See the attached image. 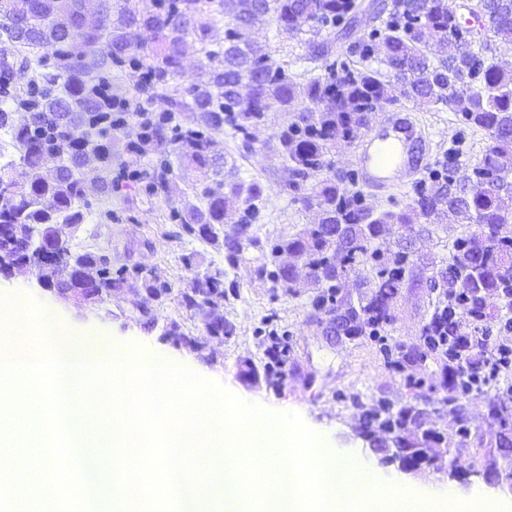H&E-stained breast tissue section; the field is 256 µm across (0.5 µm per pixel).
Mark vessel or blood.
Listing matches in <instances>:
<instances>
[{
  "mask_svg": "<svg viewBox=\"0 0 512 512\" xmlns=\"http://www.w3.org/2000/svg\"><path fill=\"white\" fill-rule=\"evenodd\" d=\"M431 141L407 111L389 110L360 138L356 181L372 194L387 195L395 186L415 183Z\"/></svg>",
  "mask_w": 512,
  "mask_h": 512,
  "instance_id": "vessel-or-blood-1",
  "label": "vessel or blood"
}]
</instances>
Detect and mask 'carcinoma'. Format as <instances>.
I'll return each mask as SVG.
<instances>
[{
    "instance_id": "cac0c4a2",
    "label": "carcinoma",
    "mask_w": 512,
    "mask_h": 512,
    "mask_svg": "<svg viewBox=\"0 0 512 512\" xmlns=\"http://www.w3.org/2000/svg\"><path fill=\"white\" fill-rule=\"evenodd\" d=\"M375 24L336 52L334 43L351 37L356 19L365 12L363 0H125L112 17L111 0H0V76L14 68L31 76L24 87L9 89L0 80V134L6 147L20 154L18 167L0 153V248L16 261L30 262L43 284L70 289L96 303L114 288L135 286L157 295L172 289L157 277L138 276L100 260L99 253L75 251L72 238L86 221L88 186L77 159L92 153L98 160V183L110 192L112 178V86L102 73L105 61L121 64L134 55L147 82L126 99V108L141 110L146 96L150 111L133 131L135 148L161 158L150 189L168 192L169 157L183 158L209 178L227 156L218 152L217 135L229 129L245 157L253 131L268 112H291V121L276 135V149L288 164L291 179L281 191L315 216L313 224L287 241L269 246L254 234L266 202V184L233 178L206 184L202 206L175 211L187 233L221 242L231 266L245 250L261 251L257 275L274 286L296 287L281 256L305 263L307 285L317 289L316 313L342 310L346 336L385 340L392 310L404 288L426 283L439 291L420 340L426 350L411 357L452 361L460 342L454 334L457 311L473 323L476 335H490L498 313L495 299L512 308V0H383L370 3ZM98 15L95 24L87 15ZM226 19L224 46L211 48L216 18ZM273 24L276 35L305 41V60L322 63L326 75L314 70L292 71L288 60L276 61L252 32ZM152 36L153 45L143 41ZM208 62L197 82L176 81L188 38ZM85 52H75L76 45ZM53 57L52 70L31 67ZM249 87L245 101L237 88ZM428 104L446 112L450 121L482 135L485 147L471 163L452 151L428 167L407 202L381 211L352 189L354 174L318 178L329 167L330 150L339 142L354 143L376 114L401 101ZM30 113V123L17 127L12 110ZM189 110L201 113L210 133L188 128L168 137L166 118ZM238 214L233 237L219 238L226 217ZM347 225L346 241L332 236L331 226ZM425 224H462L466 234L453 241L440 278L425 275L414 253L399 246L392 264L380 260L377 242L388 234L417 237ZM61 245L60 253L76 268L68 282L58 280L52 263L40 260L36 248ZM355 278L365 289L359 303L337 298L342 280ZM224 300V271L194 274L179 292V304L202 318L208 307ZM479 386L477 377L448 376L442 408L450 433L428 426L432 402L419 392L415 403L394 408L380 403L364 417L360 435L376 448H394L403 462L420 457L417 447L450 444L453 435L467 434L460 396ZM494 427L489 439L477 436L480 447L497 448L503 457L512 448V409L498 400L487 407ZM389 438L378 440L376 432Z\"/></svg>"
}]
</instances>
